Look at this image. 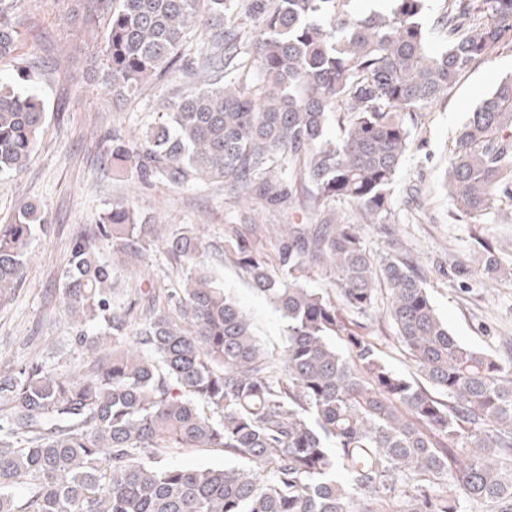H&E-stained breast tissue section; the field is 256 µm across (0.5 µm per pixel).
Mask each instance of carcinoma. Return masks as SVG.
Returning <instances> with one entry per match:
<instances>
[{"label":"carcinoma","instance_id":"obj_1","mask_svg":"<svg viewBox=\"0 0 512 512\" xmlns=\"http://www.w3.org/2000/svg\"><path fill=\"white\" fill-rule=\"evenodd\" d=\"M19 0H0V68L16 64ZM108 23L99 77L112 105L188 67L183 46L214 31L196 65L214 78L172 97L134 143L112 132L113 169L144 184H220L271 205L292 196L313 224H290L273 274L244 236L228 242L253 288L281 314L273 356L250 318L213 280L191 227L162 239L183 266L179 288L118 303L102 244L143 257L159 240L127 203L77 239L61 303L74 342L97 351L86 373L39 362L0 378V512H512V367L458 341L439 318L410 252L391 232V190L425 111L481 60L512 51V0H388L356 15L348 0H254L245 43L224 27L234 0H88ZM444 46L430 49V31ZM259 74L251 88L232 73ZM43 99L0 82V174L32 158ZM335 121L340 133L325 137ZM456 219L482 224L512 209V76L471 113L448 157ZM347 201L388 241L367 248ZM48 219L26 203L0 225V298L25 277ZM483 271L501 260L481 244ZM324 269L336 299L308 286ZM386 314L423 382L393 372L345 313L367 314L379 283ZM341 339L346 351L336 348ZM179 449L221 451L242 466L164 467Z\"/></svg>","mask_w":512,"mask_h":512}]
</instances>
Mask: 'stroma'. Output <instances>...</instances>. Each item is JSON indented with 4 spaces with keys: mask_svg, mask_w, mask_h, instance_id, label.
I'll list each match as a JSON object with an SVG mask.
<instances>
[{
    "mask_svg": "<svg viewBox=\"0 0 512 512\" xmlns=\"http://www.w3.org/2000/svg\"><path fill=\"white\" fill-rule=\"evenodd\" d=\"M16 16L20 67L33 74L25 91L45 102L46 120L33 157L17 174L0 176V224L11 223L19 207L37 204L49 219L46 232L30 246L25 281L15 295L0 300V376L38 359L61 374L82 370L91 359L74 345L72 321L59 304L58 281L73 241L99 223L112 203L129 200L164 232L183 225L202 228L205 261L217 281L250 317L257 339L269 351L284 344L282 318L256 294L246 273L224 252L238 235L256 238L260 260L272 262L279 227L306 222L297 202L276 206L256 200L238 205L219 185L174 190L145 185L113 173L106 150L113 131L141 136L161 116L179 74L146 85L128 108L112 98L87 68L101 51L104 20L89 21L85 0H20ZM512 74V51L477 63L424 112L417 138L406 154L393 187L397 237L414 248L426 272L427 288L439 317L461 342L512 362V217L471 224L451 217L453 205L443 187L448 155L470 112L498 83ZM489 240L502 259L497 279L479 274L480 240ZM114 277L124 293L177 287L183 268L154 250L141 262H115ZM385 289H378L365 332L379 342L380 356L395 372L419 379L418 368L395 336L383 311Z\"/></svg>",
    "mask_w": 512,
    "mask_h": 512,
    "instance_id": "obj_1",
    "label": "stroma"
}]
</instances>
